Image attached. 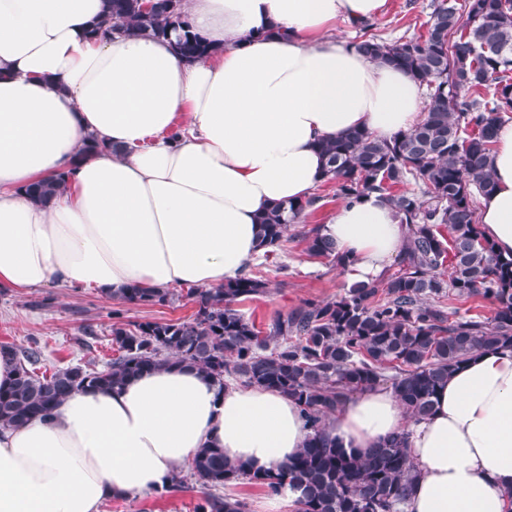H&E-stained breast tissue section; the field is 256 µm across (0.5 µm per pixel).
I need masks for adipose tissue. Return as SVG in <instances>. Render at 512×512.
<instances>
[{"label": "adipose tissue", "mask_w": 512, "mask_h": 512, "mask_svg": "<svg viewBox=\"0 0 512 512\" xmlns=\"http://www.w3.org/2000/svg\"><path fill=\"white\" fill-rule=\"evenodd\" d=\"M386 4L184 0L214 48L193 61L169 39L92 36L102 0H0V287L115 297L236 277L262 252L259 216L322 181V141L353 129L389 139L420 120L419 83L336 36ZM92 139L104 150L86 151ZM60 174L66 187L50 204L28 199L30 185ZM492 176L478 220L511 257L512 120L497 130ZM320 232L348 258L347 276L367 282L399 255L406 227L373 194L339 202ZM326 427L357 454L410 431L420 477L406 512H512V349L456 370L426 420L381 384ZM311 433L281 394L162 367L0 427V512H99L106 499L171 487L204 446L273 471Z\"/></svg>", "instance_id": "ef3b65f1"}]
</instances>
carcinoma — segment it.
<instances>
[{
    "label": "carcinoma",
    "instance_id": "carcinoma-1",
    "mask_svg": "<svg viewBox=\"0 0 512 512\" xmlns=\"http://www.w3.org/2000/svg\"><path fill=\"white\" fill-rule=\"evenodd\" d=\"M183 0H105L91 32L116 31L175 37L178 53L194 60L210 54L195 33ZM351 42L369 58L408 71L429 89L423 118L390 140L364 129L321 143L326 183L343 200L377 194L406 225L395 265L377 279L356 282L329 300H306L274 315L262 328L237 306L267 292L257 273L216 288H130L125 305L189 300L187 318L124 320L112 310V358L102 370L74 364L41 370L38 344L0 345L15 365L13 383L0 388V426L47 418L71 394L110 390L163 366L194 368L224 386L230 377L246 386L273 390L291 400L313 434L287 464L259 474L224 460L219 448L196 451L190 470L200 487L195 512H249L245 501L218 493L248 481L270 494L286 485L301 492L297 512H404L418 476L403 430L362 456L347 452L324 421L358 390L388 383L409 418L432 414L435 395L448 375L487 348H512V257H503L482 234L476 196L494 189L491 152L496 129L512 113V0H441L425 34L392 42L368 33ZM421 184L409 194L397 186ZM65 176L38 181L29 198L49 204L64 190ZM321 200L275 205L259 221L268 258L288 228ZM308 255L337 267L346 260L336 243L314 228L303 235ZM482 299L493 315L462 314L455 301Z\"/></svg>",
    "mask_w": 512,
    "mask_h": 512
}]
</instances>
